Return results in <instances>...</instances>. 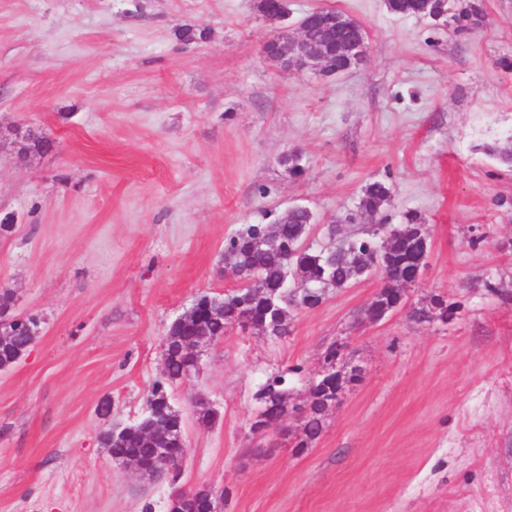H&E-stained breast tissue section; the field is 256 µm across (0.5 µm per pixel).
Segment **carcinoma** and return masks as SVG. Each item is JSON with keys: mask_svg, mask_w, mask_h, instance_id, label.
I'll list each match as a JSON object with an SVG mask.
<instances>
[{"mask_svg": "<svg viewBox=\"0 0 512 512\" xmlns=\"http://www.w3.org/2000/svg\"><path fill=\"white\" fill-rule=\"evenodd\" d=\"M481 9L474 0H462L459 13L455 19H467L469 23L478 22ZM390 196V188L382 182L369 184L360 200L361 211L374 214ZM312 224L311 217L302 210L288 212L285 219H276L270 224H252L246 233H236L224 240V253L234 257L240 272L253 281L256 291L247 298L244 307L235 304L236 296H225L224 312H213L198 320H189L181 325L168 329L165 338L164 363L168 369L164 379L155 382L151 394L163 397L169 394L168 388L181 381L190 368L191 356L184 348L192 343V339L200 333L217 340L224 337L226 330L234 325L238 318L245 314L252 322V328L263 329L268 317L262 299L258 298V290L278 288L281 291L282 305H294L301 299L305 287L314 286L321 278L322 262L328 260L329 271L335 287L341 288L358 277V273L373 262L382 263L385 269L387 285L379 291L374 299L377 314L391 312L403 306L400 296L393 292L395 285L410 274L417 272L421 266V246L409 237L399 238L392 251L380 256L375 250L374 231L364 236L350 238V244L358 250L357 266L349 265L344 253H333L328 248L320 253L304 245L305 238ZM32 343L26 335L6 336L0 338V367L12 364ZM288 391L286 379L282 375L267 379L257 393V398L268 405L275 402L284 392ZM321 401L312 402L310 409L300 416L304 439L299 447L304 448L315 440L322 429ZM103 444L109 448L112 457L123 459L134 457L145 467L164 470H178L180 464L156 456L155 448L149 446L146 438L136 429L115 441L110 435L103 437ZM176 500L169 504V512H214L215 494L208 489L194 492L177 491Z\"/></svg>", "mask_w": 512, "mask_h": 512, "instance_id": "carcinoma-1", "label": "carcinoma"}]
</instances>
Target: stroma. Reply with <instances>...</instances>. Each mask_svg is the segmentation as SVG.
I'll list each match as a JSON object with an SVG mask.
<instances>
[{
    "mask_svg": "<svg viewBox=\"0 0 512 512\" xmlns=\"http://www.w3.org/2000/svg\"><path fill=\"white\" fill-rule=\"evenodd\" d=\"M478 2L461 28L288 0L368 33L360 65L323 76L266 59L256 0H0V293L39 322L0 370V512H168L202 487L219 512H512V0ZM375 181L391 197L370 216ZM294 202L317 214L314 250L416 212L430 250L404 307L367 319L376 273L293 311L286 335L230 327L171 390L179 474L113 459L100 438L145 414L168 325L235 286L225 239ZM438 295L447 321L412 316ZM337 341L362 378L312 445L292 416L253 431L265 380L303 403ZM390 196V188L382 182L370 183L360 200V209L363 213L374 214Z\"/></svg>",
    "mask_w": 512,
    "mask_h": 512,
    "instance_id": "obj_1",
    "label": "stroma"
}]
</instances>
